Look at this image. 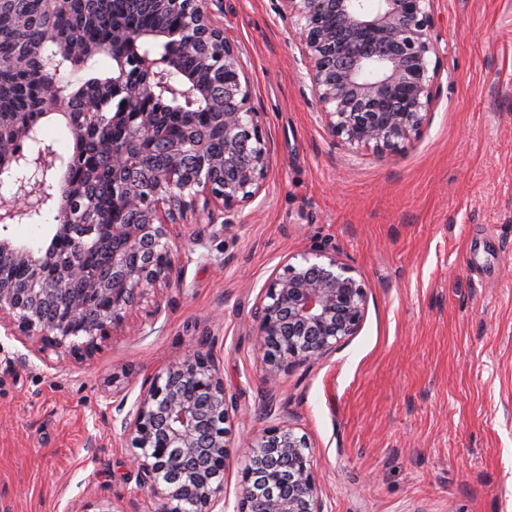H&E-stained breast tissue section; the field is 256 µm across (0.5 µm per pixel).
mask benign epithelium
Returning a JSON list of instances; mask_svg holds the SVG:
<instances>
[{
  "label": "benign epithelium",
  "instance_id": "1",
  "mask_svg": "<svg viewBox=\"0 0 512 512\" xmlns=\"http://www.w3.org/2000/svg\"><path fill=\"white\" fill-rule=\"evenodd\" d=\"M158 13L176 15L175 25L129 35L113 32L112 87L125 106L112 111L133 141H149L154 126L141 100L164 89L167 98H195L224 129V152L209 150L206 134L186 129L176 144L152 145L166 169L148 176L145 161L108 142L114 206L134 213L129 224L97 223L93 202L78 179L49 181L60 157L36 136V126L12 128L0 136V158L20 177L10 196L0 195V231L33 219L59 198L58 224L45 243L32 247L0 236V328L34 343L47 359L54 352L82 357L98 349L146 294L169 280L174 268L168 226L176 213L199 197L224 211V232L237 226L244 204L261 191L271 159L258 113L248 107L251 86L235 41L213 20L208 0H148ZM435 0H280V14L294 20L299 50L321 116L331 134L357 148L386 153L419 137L433 103L439 76L432 65ZM46 15L69 13L76 0H41ZM210 67V82L177 68L176 57L154 46H179L185 39ZM59 52L85 65L99 52L97 40L79 30H62ZM41 54L19 44L14 68ZM148 72L152 82L126 86L128 64ZM43 115L58 113L69 125L68 98L60 81L39 93ZM112 237L108 270L91 265L99 233ZM31 272L25 281L6 276L3 264ZM254 312L263 352V383L273 392L289 369L327 357L356 335L368 302L365 284L334 255L304 257L287 264L262 288ZM237 408L211 352L188 350L158 373L121 420L142 485L165 502L163 512H214L223 491ZM234 512H323L322 489L311 460L310 443L285 421L250 435Z\"/></svg>",
  "mask_w": 512,
  "mask_h": 512
}]
</instances>
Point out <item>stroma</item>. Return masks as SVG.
<instances>
[{
	"label": "stroma",
	"mask_w": 512,
	"mask_h": 512,
	"mask_svg": "<svg viewBox=\"0 0 512 512\" xmlns=\"http://www.w3.org/2000/svg\"><path fill=\"white\" fill-rule=\"evenodd\" d=\"M276 0H220L272 166L224 231L171 225L169 286L90 356L43 362L0 335V512H161L116 422L188 349L237 401L224 500L245 436L280 414L308 438L324 512H512V0H435L440 72L420 137L378 156L328 131ZM331 254L368 291L325 360L262 383L253 315L286 261Z\"/></svg>",
	"instance_id": "stroma-1"
}]
</instances>
